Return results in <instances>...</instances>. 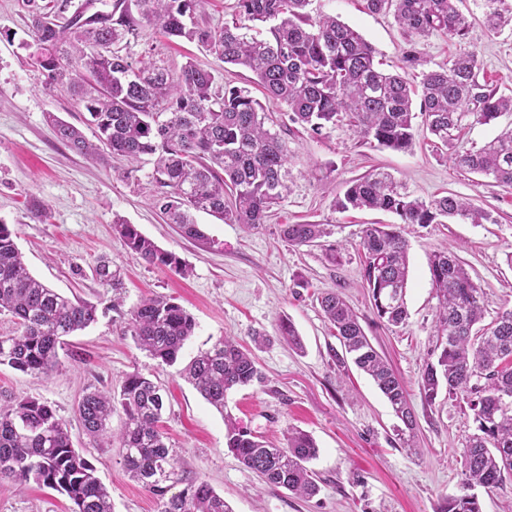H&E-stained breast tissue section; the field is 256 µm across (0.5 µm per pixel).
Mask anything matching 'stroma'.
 Instances as JSON below:
<instances>
[{
	"instance_id": "35a3bbf8",
	"label": "stroma",
	"mask_w": 512,
	"mask_h": 512,
	"mask_svg": "<svg viewBox=\"0 0 512 512\" xmlns=\"http://www.w3.org/2000/svg\"><path fill=\"white\" fill-rule=\"evenodd\" d=\"M28 9L27 0H0V222L14 230L33 276L96 305L98 313L94 324L70 337L51 378L0 365V393L36 397L55 409L74 448L110 489L112 512H159L160 504L127 473L119 446L97 447L76 409L88 391L119 393L126 375L135 371L168 394L160 427L178 466L210 483L233 512H439L443 500L460 490L462 443L475 425L467 405L442 394L428 401L418 385L423 361L437 354L429 257L444 247L457 254L482 290L487 318L511 308L512 265L506 255L512 252V187L457 170L421 134L408 152L360 144L345 125L310 136L289 121L286 106L264 100L250 71L148 25L128 53L140 54L149 42L156 58L171 68L192 58L213 71L217 85L251 88L288 149V189L266 224L249 230L199 211L195 219L206 239L186 238L149 204L154 190L149 159L133 171L112 157L87 160L57 140L48 122L52 114L88 140H95L96 132L87 112L67 94L48 89L44 73L30 60L23 46ZM461 9L473 17L467 47L480 62L479 82L512 95V30L487 32L480 0H464ZM311 12L336 16L359 31L385 69L399 65L405 40L391 15L370 12L365 0H312ZM374 169L403 182L413 197L428 201L452 193L496 218L492 224L405 225L408 319L400 327L377 319L362 286L359 246L365 225L394 224L397 216L335 206L352 180ZM37 206L46 208L45 220L32 218ZM117 219L174 253L184 273L134 256L113 229ZM301 223L328 225L330 234L313 246H288L281 226ZM101 264L117 274L120 288L96 276ZM324 292L348 302L373 346L404 381L415 417L413 447L399 440L398 420L373 381L353 363L336 361L340 344L318 302ZM116 296L121 306H113ZM151 296L175 298L195 319L179 365L159 364L126 330L128 311ZM285 320L302 348L281 336ZM256 330L268 336L258 347L251 341ZM224 337L250 347L263 374L262 381L229 393L228 410L252 433L277 444L289 427L310 433L319 447L310 464L320 487L316 496L268 487L239 463L225 445L222 415L180 377V364ZM71 510L68 497L52 489L0 482V512Z\"/></svg>"
}]
</instances>
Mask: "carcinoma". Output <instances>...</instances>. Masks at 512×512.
I'll return each mask as SVG.
<instances>
[{"instance_id":"obj_1","label":"carcinoma","mask_w":512,"mask_h":512,"mask_svg":"<svg viewBox=\"0 0 512 512\" xmlns=\"http://www.w3.org/2000/svg\"><path fill=\"white\" fill-rule=\"evenodd\" d=\"M310 2L235 0V18L220 27L201 20L205 0H112L105 11L91 13L86 5L68 17L36 4L23 46L32 50L46 85L82 102L98 132V143H90L79 129L50 115L56 138L93 160L103 147L131 164L151 156L152 205L190 239L207 241L194 221L196 211L249 228L266 223L288 189V155L248 89H216L211 70L192 60L173 71L153 59L151 47L138 58L112 50L154 22L167 36L197 42L219 61L250 70L267 97L286 105L289 120L312 135L345 122L365 145L408 152L415 144L417 99L435 146L454 167L512 187V129L477 150L457 149L468 122L488 125L511 113L512 95L478 81V58L471 50L461 49L439 70L427 67L421 51L422 41L437 32L460 43L466 39L470 22L458 10L459 0H366L371 12L392 14L406 35L399 73L382 70L376 49L354 28L334 16H312ZM484 6L488 32L512 27L509 0H484ZM335 206L393 212L403 224H439L443 218L497 223L491 213L453 195L427 203L413 198L385 172L350 182ZM114 225L137 258L183 272L175 254L135 225L119 219ZM328 234L323 224L282 225L284 240L295 247ZM361 246L362 284L377 318L390 326L405 324L408 241L395 225L368 224ZM429 266L440 353L436 361L424 362L418 383L431 402L443 389L448 399L466 404L476 424L463 443L462 490L446 498L440 512H483L474 489L496 488L512 477V308L484 324L481 290L460 259L449 249L436 251ZM319 303L342 352L413 431L405 385L373 347L359 316L336 292ZM5 311L20 332L0 336V365L49 378L59 369L64 338L94 323L97 308L31 276L13 231L0 222V312ZM194 329L193 316L172 298L145 299L128 313L127 330L138 348L167 366L178 361ZM184 374L224 417L226 447L242 465L270 487L305 497L319 491L308 467L319 453L310 434L290 428L284 445L276 446L252 435L227 410L231 391L261 377L250 350L220 339L196 355ZM116 402L125 415L117 435L110 428ZM163 407L161 389L136 372L126 377L117 398L87 392L78 415L99 447L119 442L129 475L158 499L161 512H233L208 482L188 478L177 466L158 428ZM5 480L33 481L65 495L73 512H112L109 490L73 448L66 423L37 398L0 402V481ZM179 484L184 488L167 496Z\"/></svg>"}]
</instances>
